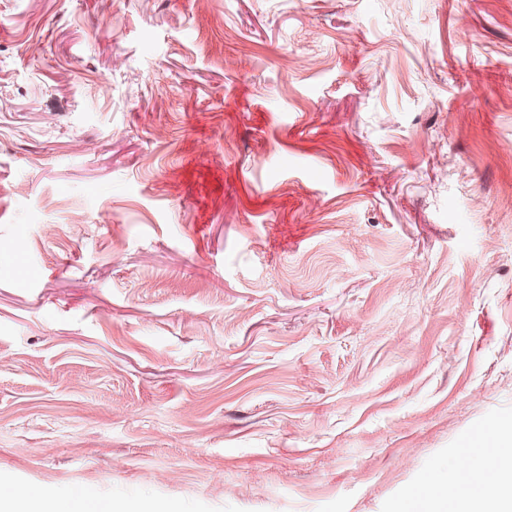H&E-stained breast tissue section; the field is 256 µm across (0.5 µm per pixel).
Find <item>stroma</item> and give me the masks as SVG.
Wrapping results in <instances>:
<instances>
[{"instance_id": "1", "label": "stroma", "mask_w": 512, "mask_h": 512, "mask_svg": "<svg viewBox=\"0 0 512 512\" xmlns=\"http://www.w3.org/2000/svg\"><path fill=\"white\" fill-rule=\"evenodd\" d=\"M512 425V0H0V485L396 512Z\"/></svg>"}]
</instances>
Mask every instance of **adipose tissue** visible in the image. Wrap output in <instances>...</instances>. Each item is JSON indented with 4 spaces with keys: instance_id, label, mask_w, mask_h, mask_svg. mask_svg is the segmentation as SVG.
Masks as SVG:
<instances>
[{
    "instance_id": "adipose-tissue-1",
    "label": "adipose tissue",
    "mask_w": 512,
    "mask_h": 512,
    "mask_svg": "<svg viewBox=\"0 0 512 512\" xmlns=\"http://www.w3.org/2000/svg\"><path fill=\"white\" fill-rule=\"evenodd\" d=\"M495 445L474 446L456 463L451 485L431 475L423 493L403 503L399 512H512V496H502L504 466L512 465V431L495 430ZM89 497L55 499L38 486L0 488V512H96Z\"/></svg>"
}]
</instances>
